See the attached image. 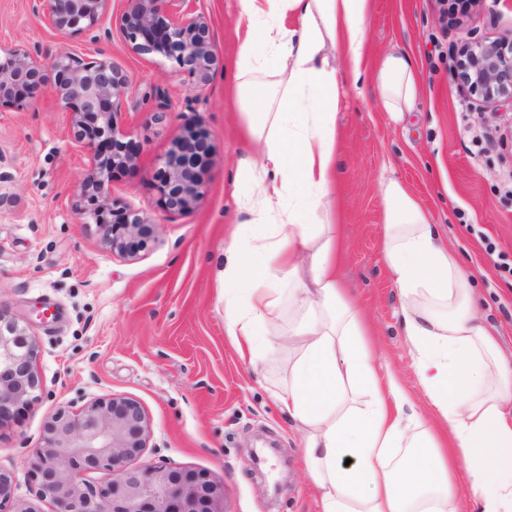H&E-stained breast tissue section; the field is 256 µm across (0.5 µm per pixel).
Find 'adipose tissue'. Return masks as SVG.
I'll use <instances>...</instances> for the list:
<instances>
[{
	"instance_id": "obj_1",
	"label": "adipose tissue",
	"mask_w": 512,
	"mask_h": 512,
	"mask_svg": "<svg viewBox=\"0 0 512 512\" xmlns=\"http://www.w3.org/2000/svg\"><path fill=\"white\" fill-rule=\"evenodd\" d=\"M368 0H238L247 21L234 86L241 101L243 206L262 240L237 225L224 264V326L249 364L278 354L289 308L293 354L276 400L301 434L320 512H512V369L479 312L472 274L400 180L382 179L383 248L399 291L414 373L453 438L408 413L393 375L379 377L368 332L336 272V101L358 83ZM373 83L388 112L410 111L409 57L387 53ZM263 147L254 164L250 145ZM468 485H459L458 467Z\"/></svg>"
}]
</instances>
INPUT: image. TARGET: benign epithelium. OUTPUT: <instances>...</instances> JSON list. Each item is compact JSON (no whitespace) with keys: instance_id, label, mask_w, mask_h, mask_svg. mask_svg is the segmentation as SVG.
<instances>
[{"instance_id":"obj_1","label":"benign epithelium","mask_w":512,"mask_h":512,"mask_svg":"<svg viewBox=\"0 0 512 512\" xmlns=\"http://www.w3.org/2000/svg\"><path fill=\"white\" fill-rule=\"evenodd\" d=\"M46 26L66 34L87 32L93 42L112 34L101 22L111 0H33ZM192 0H127L116 18L124 38L139 54L160 56L200 84L217 63L209 25L191 15ZM459 80L491 102L512 99V36L465 44L455 58ZM128 77L106 60L86 61L62 52L49 59L13 50L0 61V108L35 98L45 88L71 113L75 140L91 156L79 186L85 223L107 230L112 250L135 257L148 249V220L138 213L109 208L112 172L134 165L117 116ZM212 145L199 124L184 130L160 168L159 190L171 213L192 209L203 196L201 176ZM37 345L0 309V421L37 399ZM150 429L135 400L99 398L78 411L57 410L46 421L44 447L34 470L39 497L50 512H224V491L194 471L165 465L129 468L126 462L147 447ZM108 471L112 480L98 489L92 473Z\"/></svg>"}]
</instances>
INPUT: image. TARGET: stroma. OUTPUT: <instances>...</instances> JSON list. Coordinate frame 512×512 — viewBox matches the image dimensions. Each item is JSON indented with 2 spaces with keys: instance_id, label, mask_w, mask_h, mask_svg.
Instances as JSON below:
<instances>
[{
  "instance_id": "1",
  "label": "stroma",
  "mask_w": 512,
  "mask_h": 512,
  "mask_svg": "<svg viewBox=\"0 0 512 512\" xmlns=\"http://www.w3.org/2000/svg\"><path fill=\"white\" fill-rule=\"evenodd\" d=\"M111 37L58 34L32 0H0V49L70 52L106 60L129 83L119 117L137 157L112 175L116 205L151 223L138 257L113 252L95 224L83 223L78 187L89 156L71 136L70 112L51 92L0 108V310L38 345V398L0 425V470L17 498L36 501L33 463L45 422L57 409L79 410L110 395L138 401L150 422L147 448L130 464L164 462L205 475L224 489L225 512H319L299 434L274 394L288 375L290 344L255 366L242 361L224 330V250L247 222L239 198L242 149L233 75L245 23L237 0H194L210 26L218 67L199 84L164 58L134 53L114 17ZM366 78L339 92L336 123L338 262L369 327L379 373L396 375L417 410L429 414L400 330V299L382 247L381 177L401 179L439 234L477 279L480 313L512 358V103L484 102L457 79L454 56L471 39L512 35V0H462L444 16L440 0H369ZM406 51L417 75L411 112L392 119L370 78L389 51ZM169 106L157 112L156 90ZM198 123L213 145L204 195L170 213L155 176L185 126ZM494 252H487V245Z\"/></svg>"
}]
</instances>
